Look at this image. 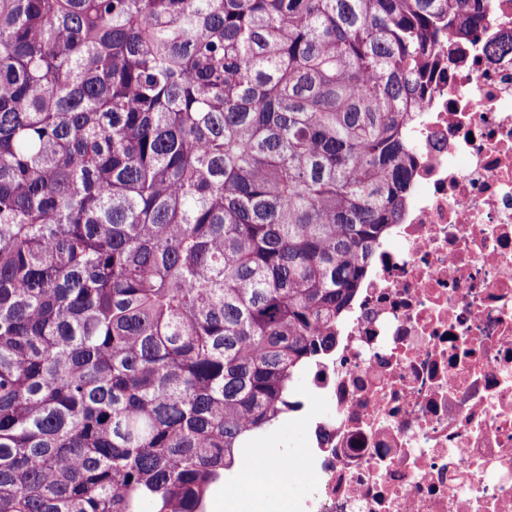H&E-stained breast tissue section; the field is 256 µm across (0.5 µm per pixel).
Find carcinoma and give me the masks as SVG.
<instances>
[{
    "mask_svg": "<svg viewBox=\"0 0 512 512\" xmlns=\"http://www.w3.org/2000/svg\"><path fill=\"white\" fill-rule=\"evenodd\" d=\"M487 0H0V512H207L299 409ZM243 465L244 463L224 477V483L216 484L211 488L208 498L209 512H227V510L224 509V498L225 487L228 483L233 482L237 487H240V489L244 491L241 477V469Z\"/></svg>",
    "mask_w": 512,
    "mask_h": 512,
    "instance_id": "obj_1",
    "label": "carcinoma"
}]
</instances>
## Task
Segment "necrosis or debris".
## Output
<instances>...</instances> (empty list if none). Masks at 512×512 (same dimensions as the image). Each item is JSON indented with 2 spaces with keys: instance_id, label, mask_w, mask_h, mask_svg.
<instances>
[{
  "instance_id": "4bbe7bcc",
  "label": "necrosis or debris",
  "mask_w": 512,
  "mask_h": 512,
  "mask_svg": "<svg viewBox=\"0 0 512 512\" xmlns=\"http://www.w3.org/2000/svg\"><path fill=\"white\" fill-rule=\"evenodd\" d=\"M512 0L436 72L413 190L307 383L289 512H512Z\"/></svg>"
}]
</instances>
